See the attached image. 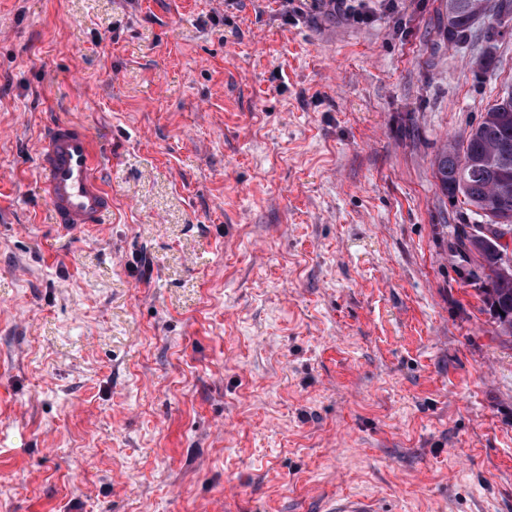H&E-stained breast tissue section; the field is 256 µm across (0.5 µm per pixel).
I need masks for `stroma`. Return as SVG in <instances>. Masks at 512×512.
I'll return each instance as SVG.
<instances>
[{
  "label": "stroma",
  "mask_w": 512,
  "mask_h": 512,
  "mask_svg": "<svg viewBox=\"0 0 512 512\" xmlns=\"http://www.w3.org/2000/svg\"><path fill=\"white\" fill-rule=\"evenodd\" d=\"M444 0H0V512H512V336L436 154L512 90ZM73 121L109 224L55 227ZM99 156L89 134L71 123L49 126L38 148V169L53 224L82 231L109 224L112 194L99 175ZM327 512H382V508L378 506L372 499L353 496L334 503L326 508Z\"/></svg>",
  "instance_id": "obj_1"
}]
</instances>
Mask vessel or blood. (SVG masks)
Instances as JSON below:
<instances>
[{
	"instance_id": "obj_1",
	"label": "vessel or blood",
	"mask_w": 512,
	"mask_h": 512,
	"mask_svg": "<svg viewBox=\"0 0 512 512\" xmlns=\"http://www.w3.org/2000/svg\"><path fill=\"white\" fill-rule=\"evenodd\" d=\"M99 156L82 128L59 122L49 126L38 148V169L54 224L81 231L105 223L112 195L99 175ZM327 512H382L372 499L353 496Z\"/></svg>"
}]
</instances>
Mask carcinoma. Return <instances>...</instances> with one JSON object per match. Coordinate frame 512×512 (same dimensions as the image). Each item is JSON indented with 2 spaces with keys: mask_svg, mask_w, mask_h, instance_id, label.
Instances as JSON below:
<instances>
[{
  "mask_svg": "<svg viewBox=\"0 0 512 512\" xmlns=\"http://www.w3.org/2000/svg\"><path fill=\"white\" fill-rule=\"evenodd\" d=\"M443 36L460 41L480 21L488 29L512 16V0H445ZM436 178L450 199L463 197L473 213L512 234V91L471 124L460 139H451L435 157ZM456 248L475 263L470 282L497 330L512 336V260L496 240L455 234Z\"/></svg>",
  "mask_w": 512,
  "mask_h": 512,
  "instance_id": "1",
  "label": "carcinoma"
}]
</instances>
